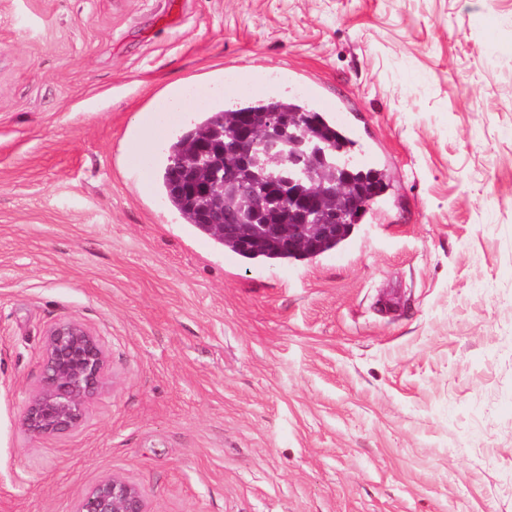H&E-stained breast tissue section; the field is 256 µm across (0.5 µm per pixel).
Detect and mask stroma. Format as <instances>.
Segmentation results:
<instances>
[{
	"label": "stroma",
	"instance_id": "1",
	"mask_svg": "<svg viewBox=\"0 0 512 512\" xmlns=\"http://www.w3.org/2000/svg\"><path fill=\"white\" fill-rule=\"evenodd\" d=\"M255 80L342 100L387 175L332 254L246 262L162 199ZM65 318L111 379L33 439ZM112 474L150 512H512V0H0V512Z\"/></svg>",
	"mask_w": 512,
	"mask_h": 512
}]
</instances>
